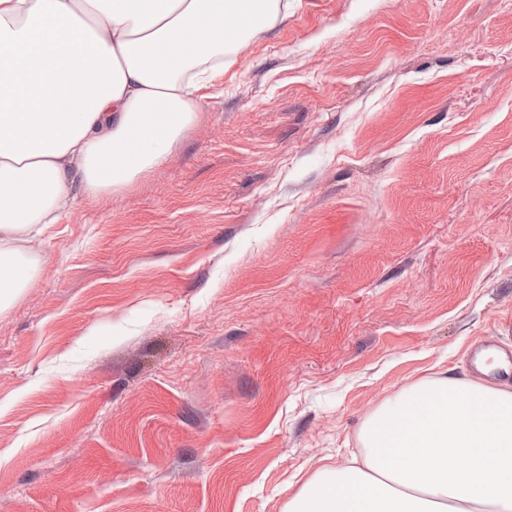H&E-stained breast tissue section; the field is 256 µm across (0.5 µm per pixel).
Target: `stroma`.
<instances>
[{
	"label": "stroma",
	"mask_w": 512,
	"mask_h": 512,
	"mask_svg": "<svg viewBox=\"0 0 512 512\" xmlns=\"http://www.w3.org/2000/svg\"><path fill=\"white\" fill-rule=\"evenodd\" d=\"M26 247L0 512H283L512 349V0H288L162 165Z\"/></svg>",
	"instance_id": "35a3bbf8"
}]
</instances>
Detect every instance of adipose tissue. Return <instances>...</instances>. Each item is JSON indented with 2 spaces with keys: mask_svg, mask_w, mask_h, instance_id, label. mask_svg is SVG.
<instances>
[{
  "mask_svg": "<svg viewBox=\"0 0 512 512\" xmlns=\"http://www.w3.org/2000/svg\"><path fill=\"white\" fill-rule=\"evenodd\" d=\"M281 0H0V311L38 271L23 242L77 196L163 164L203 89ZM427 376L363 421L357 453L284 512H512V383Z\"/></svg>",
  "mask_w": 512,
  "mask_h": 512,
  "instance_id": "ef3b65f1",
  "label": "adipose tissue"
}]
</instances>
